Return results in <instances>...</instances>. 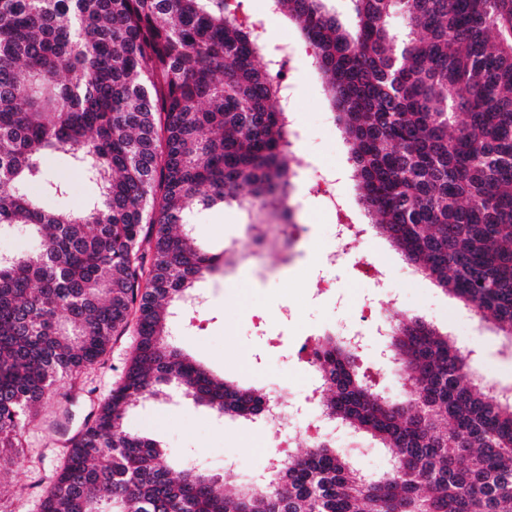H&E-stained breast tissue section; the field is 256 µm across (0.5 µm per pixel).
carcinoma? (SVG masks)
Instances as JSON below:
<instances>
[{
    "label": "carcinoma",
    "mask_w": 512,
    "mask_h": 512,
    "mask_svg": "<svg viewBox=\"0 0 512 512\" xmlns=\"http://www.w3.org/2000/svg\"><path fill=\"white\" fill-rule=\"evenodd\" d=\"M272 5L313 52L373 227L512 339V0H347L346 22L330 0ZM268 45L230 0H0V234L39 244L0 253V469L55 382L132 326L134 356L39 512H512V390L473 380L417 316L387 327L401 402L336 337L313 351L325 416L391 450L379 476L320 439L226 488L204 467L172 476L125 424L172 383L219 415L263 418L266 393L212 374L171 323L228 264L186 229L195 201L292 215L288 113L256 64ZM49 156L100 199L78 215L28 196L34 182L65 194Z\"/></svg>",
    "instance_id": "1"
}]
</instances>
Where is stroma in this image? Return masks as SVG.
I'll return each instance as SVG.
<instances>
[{
    "mask_svg": "<svg viewBox=\"0 0 512 512\" xmlns=\"http://www.w3.org/2000/svg\"><path fill=\"white\" fill-rule=\"evenodd\" d=\"M269 24L274 38L287 41L297 54L293 77L308 160L348 171L349 146L333 121L323 79L298 28L282 15L272 16ZM48 166L65 184L66 192L60 198L46 199V206L85 211L98 194L95 186L58 160H50ZM290 203L295 222L307 225L308 230L289 250L283 245L278 219H266L262 228L265 243L255 246L250 239L257 218L237 202L193 208L190 219L195 235L206 249L220 253L233 243L238 253L223 277L206 282L207 302L200 320L182 325L181 339L188 354L214 374L244 387L258 388L263 380L275 379L301 391L317 383L319 377L292 363V356L307 337L333 331L336 324L363 329L366 347L362 363L376 365L383 342L376 336L373 322L361 320L360 315L363 307L387 305L393 290L398 289L403 291L408 308L392 310V317L406 312L436 325L459 347L479 352V359L471 364L475 379L512 388V342L481 320L474 309L414 273L380 233H371L363 249L382 266L384 287H368L354 278L347 265L336 273V295L315 296L321 276L315 256L331 243L329 217L307 176L296 179ZM286 307L293 311L287 322L281 319ZM255 315L274 335V344L256 335L251 323ZM132 351V335L115 337L100 365L79 379L58 382L54 399L42 407L38 425L25 436L24 455L0 477V512H37L39 500L63 459L66 440L78 433L107 399ZM127 425L156 440L166 452L167 463L193 460L230 485L237 484L243 475L257 476L265 470V435L259 422L218 415L196 405L175 387L166 388L158 399L137 402L127 414ZM336 446L366 472L377 474L390 464L387 449L366 437L346 431Z\"/></svg>",
    "mask_w": 512,
    "mask_h": 512,
    "instance_id": "1",
    "label": "stroma"
}]
</instances>
